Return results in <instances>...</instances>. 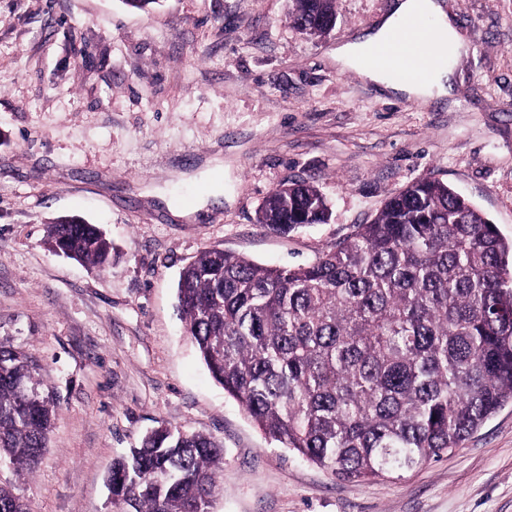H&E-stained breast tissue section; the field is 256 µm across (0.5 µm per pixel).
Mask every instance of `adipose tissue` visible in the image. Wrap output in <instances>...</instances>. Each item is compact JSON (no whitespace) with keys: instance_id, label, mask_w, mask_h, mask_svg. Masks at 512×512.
<instances>
[{"instance_id":"adipose-tissue-1","label":"adipose tissue","mask_w":512,"mask_h":512,"mask_svg":"<svg viewBox=\"0 0 512 512\" xmlns=\"http://www.w3.org/2000/svg\"><path fill=\"white\" fill-rule=\"evenodd\" d=\"M409 16L437 17L435 42L431 53L423 61L409 68L405 75L396 76L388 70L364 65L363 59L370 46H384L390 41L396 24ZM464 43L457 37L452 25L445 19L439 0H395L390 14L367 39L337 45L332 59L339 69H357L370 82L390 95L425 99L434 95L443 97L452 91V72L448 67L451 57L465 52Z\"/></svg>"}]
</instances>
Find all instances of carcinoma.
<instances>
[{
	"mask_svg": "<svg viewBox=\"0 0 512 512\" xmlns=\"http://www.w3.org/2000/svg\"><path fill=\"white\" fill-rule=\"evenodd\" d=\"M290 23L323 35L336 0H291ZM320 190L283 184L257 223L288 233L326 224ZM54 252L103 269L112 241L95 224H51ZM177 300L212 378L272 441L345 481L391 478L451 452L512 402V239L448 183L391 195L315 262L259 265L222 249L183 269ZM37 364L0 340V462L34 468L54 415ZM214 438L161 425L112 463V504L210 512ZM0 512H31L0 485Z\"/></svg>",
	"mask_w": 512,
	"mask_h": 512,
	"instance_id": "1",
	"label": "carcinoma"
}]
</instances>
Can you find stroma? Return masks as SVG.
<instances>
[{
  "label": "stroma",
  "instance_id": "1",
  "mask_svg": "<svg viewBox=\"0 0 512 512\" xmlns=\"http://www.w3.org/2000/svg\"><path fill=\"white\" fill-rule=\"evenodd\" d=\"M392 0H336L329 35L288 0H0V340L39 363L57 398L32 474L0 468L33 512H112L115 458L159 424L212 436L224 467L212 512H512V404L462 447L396 478L351 482L279 447L211 377L176 284L200 251L309 264L387 198L434 177L512 239V0H445L469 46L451 101L383 93L330 52ZM223 173H207L213 157ZM313 184L326 224L256 221L278 185ZM221 188L173 218L142 197ZM65 216L118 255L93 269L51 252Z\"/></svg>",
  "mask_w": 512,
  "mask_h": 512
}]
</instances>
